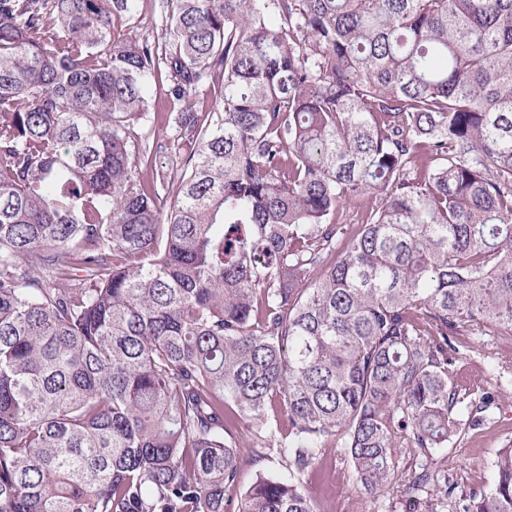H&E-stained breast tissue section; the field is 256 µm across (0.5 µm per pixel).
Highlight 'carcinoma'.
Listing matches in <instances>:
<instances>
[{"mask_svg":"<svg viewBox=\"0 0 512 512\" xmlns=\"http://www.w3.org/2000/svg\"><path fill=\"white\" fill-rule=\"evenodd\" d=\"M140 2L0 0V512H317L333 443L402 512H512L511 447L479 493L435 458L490 404L459 337L512 336V0H156L159 47ZM141 7L133 19H116L115 28L121 34L136 36L141 39L156 41L159 37V43H162L161 34L163 22L161 17L152 9V0H141ZM166 78L163 75L162 80H160V87L157 84V108L155 109L156 112H158L159 118L154 122L152 132L150 134V137L155 136L156 138H169V134H171V131L169 128L166 127L167 120L166 117L170 113L171 107L168 105V103L165 101V97L163 95V88L166 86L165 84ZM162 83L164 84L162 86ZM267 453L268 457L258 459L257 461H249L250 458L247 457V462L244 463L240 474V486L242 488H247L251 485L259 473L272 477H278L287 473L284 459L275 451Z\"/></svg>","mask_w":512,"mask_h":512,"instance_id":"1","label":"carcinoma"}]
</instances>
